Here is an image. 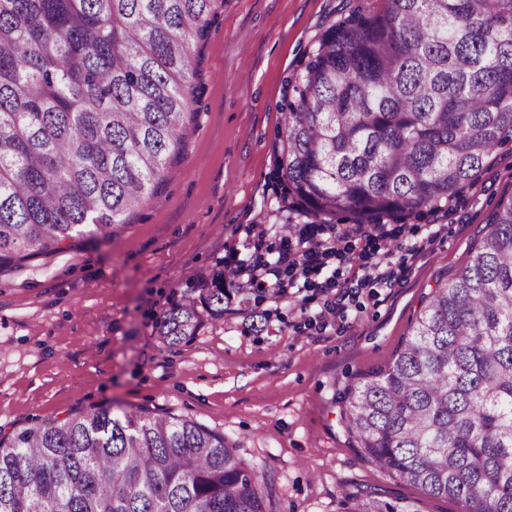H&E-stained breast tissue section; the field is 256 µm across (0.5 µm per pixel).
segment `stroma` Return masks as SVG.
<instances>
[{
	"label": "stroma",
	"mask_w": 512,
	"mask_h": 512,
	"mask_svg": "<svg viewBox=\"0 0 512 512\" xmlns=\"http://www.w3.org/2000/svg\"><path fill=\"white\" fill-rule=\"evenodd\" d=\"M380 0H224L197 47L195 119L154 197L111 241L0 269V437L94 405L171 413L223 433L239 457L274 475L278 512H342L346 493L378 490L421 512H463L371 464L334 397L390 363L440 283L464 265L512 196V144L451 205L392 225L391 284L353 288L328 322L318 312L336 276L360 270L377 242H340L299 294L260 281L239 291L247 254L286 251L283 223L324 236L292 208L276 157L288 79L319 36ZM224 267V317L167 344L158 317L199 274Z\"/></svg>",
	"instance_id": "obj_1"
}]
</instances>
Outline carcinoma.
<instances>
[{"label":"carcinoma","mask_w":512,"mask_h":512,"mask_svg":"<svg viewBox=\"0 0 512 512\" xmlns=\"http://www.w3.org/2000/svg\"><path fill=\"white\" fill-rule=\"evenodd\" d=\"M219 0H0V265L112 227L152 197L191 118ZM277 168L321 224L417 219L512 142V0H382L333 23L288 81ZM437 286L384 368L340 396L391 477L468 512H512V198ZM160 336L224 317V271ZM346 512H421L381 493ZM0 512H277L274 482L224 434L99 405L0 440Z\"/></svg>","instance_id":"carcinoma-1"}]
</instances>
